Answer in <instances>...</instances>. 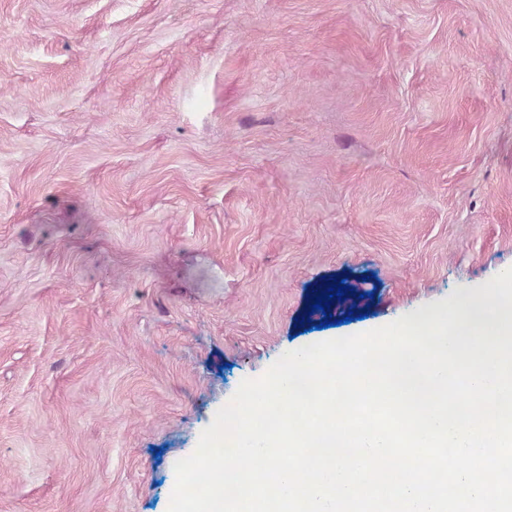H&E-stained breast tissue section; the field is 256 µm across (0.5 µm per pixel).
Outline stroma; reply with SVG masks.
<instances>
[{
  "label": "stroma",
  "instance_id": "1",
  "mask_svg": "<svg viewBox=\"0 0 512 512\" xmlns=\"http://www.w3.org/2000/svg\"><path fill=\"white\" fill-rule=\"evenodd\" d=\"M509 268L512 0H0V512H168L244 379Z\"/></svg>",
  "mask_w": 512,
  "mask_h": 512
}]
</instances>
